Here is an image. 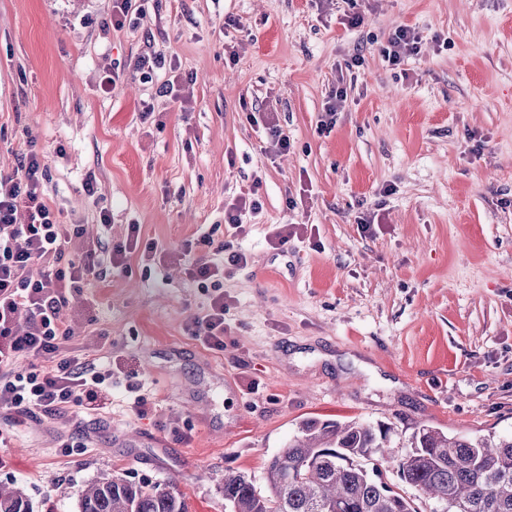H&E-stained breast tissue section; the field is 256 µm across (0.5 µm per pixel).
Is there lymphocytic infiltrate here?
<instances>
[{
    "mask_svg": "<svg viewBox=\"0 0 512 512\" xmlns=\"http://www.w3.org/2000/svg\"><path fill=\"white\" fill-rule=\"evenodd\" d=\"M41 162L37 153L24 154L16 173L0 174V401L16 413L53 415L75 408L97 410L106 381L94 366L63 356L62 349L74 335L60 313L72 292L78 291L85 275L96 264L89 250L68 260L63 267L42 278H26L24 272L35 261L53 254L63 257L64 246L81 237L79 225L56 221L40 191ZM28 211L27 223L16 221L19 208ZM189 257V275L199 286L215 293L204 317L194 321V337L211 350L224 348V296L218 288L220 265L217 255L243 265L245 253L233 243H214L208 236L197 239ZM31 326L25 334L15 327L21 316ZM26 366H19V359Z\"/></svg>",
    "mask_w": 512,
    "mask_h": 512,
    "instance_id": "obj_1",
    "label": "lymphocytic infiltrate"
}]
</instances>
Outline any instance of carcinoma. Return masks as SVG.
I'll use <instances>...</instances> for the list:
<instances>
[{
  "instance_id": "obj_1",
  "label": "carcinoma",
  "mask_w": 512,
  "mask_h": 512,
  "mask_svg": "<svg viewBox=\"0 0 512 512\" xmlns=\"http://www.w3.org/2000/svg\"><path fill=\"white\" fill-rule=\"evenodd\" d=\"M391 427L310 419L252 477L220 479L230 512H418L383 479L381 466L439 504L442 512H512V436L462 439L421 425L405 455L387 458ZM0 512H33L20 488L0 487ZM79 512H188L186 497L165 482L109 473L85 487Z\"/></svg>"
}]
</instances>
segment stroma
Returning a JSON list of instances; mask_svg holds the SVG:
<instances>
[{
  "label": "stroma",
  "instance_id": "stroma-1",
  "mask_svg": "<svg viewBox=\"0 0 512 512\" xmlns=\"http://www.w3.org/2000/svg\"><path fill=\"white\" fill-rule=\"evenodd\" d=\"M112 5L0 0V170L39 151L45 200L82 225L65 254L99 263L64 353L112 370L95 413L0 408V485L78 512L123 471L224 512V471L261 479L309 419L391 425L396 457L418 424L511 435L512 0H131L119 29ZM400 25L419 52L393 66ZM174 73L187 105L163 91ZM253 189L236 232L224 210ZM282 224L298 234L278 249ZM205 233L249 256L224 267L220 351L191 332L209 291L172 260Z\"/></svg>",
  "mask_w": 512,
  "mask_h": 512
}]
</instances>
